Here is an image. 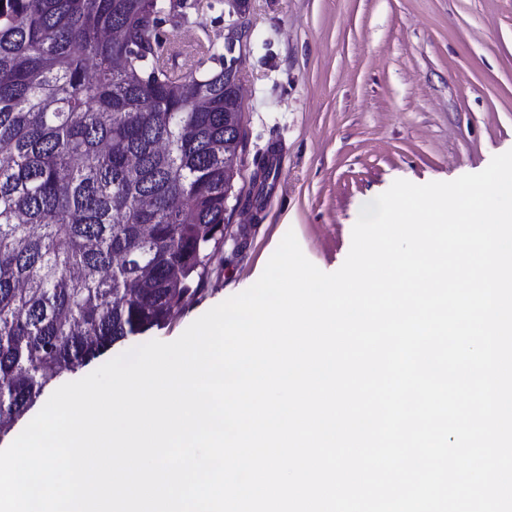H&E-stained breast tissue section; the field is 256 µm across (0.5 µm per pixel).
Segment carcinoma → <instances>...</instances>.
Wrapping results in <instances>:
<instances>
[{
	"label": "carcinoma",
	"instance_id": "1",
	"mask_svg": "<svg viewBox=\"0 0 512 512\" xmlns=\"http://www.w3.org/2000/svg\"><path fill=\"white\" fill-rule=\"evenodd\" d=\"M188 0H0V438L65 371L169 324L224 237V54ZM160 31L170 47L182 52L175 58L176 64L183 70L195 69L200 57L192 47L197 33L196 29L167 22Z\"/></svg>",
	"mask_w": 512,
	"mask_h": 512
}]
</instances>
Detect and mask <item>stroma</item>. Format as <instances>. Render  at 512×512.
<instances>
[{
  "label": "stroma",
  "mask_w": 512,
  "mask_h": 512,
  "mask_svg": "<svg viewBox=\"0 0 512 512\" xmlns=\"http://www.w3.org/2000/svg\"><path fill=\"white\" fill-rule=\"evenodd\" d=\"M235 53L245 114L235 187L201 291L165 328L64 372L79 380L151 340L170 342L252 286L287 231L331 273L361 207L395 180L447 182L512 149V0H248ZM278 151L265 187L255 162Z\"/></svg>",
  "instance_id": "obj_1"
}]
</instances>
